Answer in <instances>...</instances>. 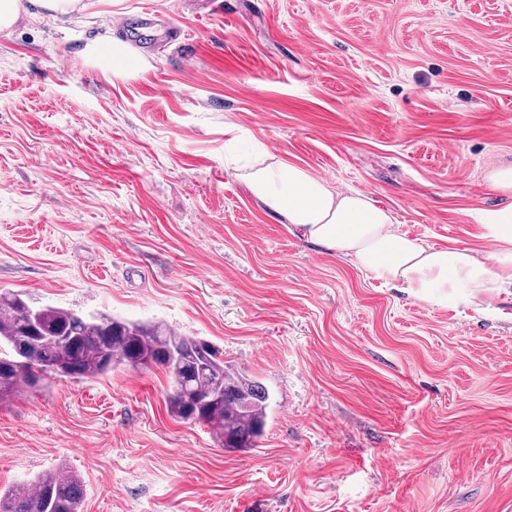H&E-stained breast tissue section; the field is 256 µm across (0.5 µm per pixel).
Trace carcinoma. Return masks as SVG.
I'll return each instance as SVG.
<instances>
[{
  "instance_id": "1",
  "label": "carcinoma",
  "mask_w": 512,
  "mask_h": 512,
  "mask_svg": "<svg viewBox=\"0 0 512 512\" xmlns=\"http://www.w3.org/2000/svg\"><path fill=\"white\" fill-rule=\"evenodd\" d=\"M152 365L172 380L166 408L173 420L206 426L228 450L258 447L268 392L225 365L211 342L161 324L36 306L0 291V404L21 386L39 389L53 379L87 380L119 366ZM83 497L81 476L60 464L29 487L0 490V512H82Z\"/></svg>"
}]
</instances>
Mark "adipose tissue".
Wrapping results in <instances>:
<instances>
[{
    "instance_id": "obj_1",
    "label": "adipose tissue",
    "mask_w": 512,
    "mask_h": 512,
    "mask_svg": "<svg viewBox=\"0 0 512 512\" xmlns=\"http://www.w3.org/2000/svg\"><path fill=\"white\" fill-rule=\"evenodd\" d=\"M244 180L257 200L309 240L436 307L477 298L492 311L501 292L512 288V204L486 215L485 227L496 248L482 260L467 247L433 246L409 237L393 214L368 195L337 192L301 166L259 163Z\"/></svg>"
}]
</instances>
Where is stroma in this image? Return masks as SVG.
<instances>
[{
	"instance_id": "obj_1",
	"label": "stroma",
	"mask_w": 512,
	"mask_h": 512,
	"mask_svg": "<svg viewBox=\"0 0 512 512\" xmlns=\"http://www.w3.org/2000/svg\"><path fill=\"white\" fill-rule=\"evenodd\" d=\"M0 30V289L160 323L270 395L258 448L157 367L0 405V489L66 464L84 512H512V295L441 309L267 211L225 152L301 166L487 255L512 199V0H80ZM139 69L112 74L115 18Z\"/></svg>"
}]
</instances>
